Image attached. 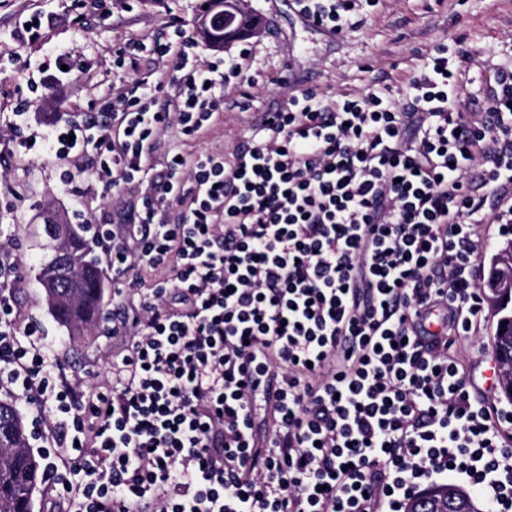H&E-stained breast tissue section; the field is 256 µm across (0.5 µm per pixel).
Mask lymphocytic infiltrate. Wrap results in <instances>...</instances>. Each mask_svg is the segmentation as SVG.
I'll return each instance as SVG.
<instances>
[{"mask_svg":"<svg viewBox=\"0 0 512 512\" xmlns=\"http://www.w3.org/2000/svg\"><path fill=\"white\" fill-rule=\"evenodd\" d=\"M358 4L295 0L336 36ZM250 53L204 57L171 16L113 46L111 100L43 135L62 158L92 147L103 193L143 188L96 240L129 345L92 394L11 319L22 271L0 244V387L54 403L82 474L48 477L69 512H405L447 476L512 512V412L472 392L454 349L487 304L475 217L512 225V70L467 111L471 55L440 43L404 100L298 89L231 154L182 155L173 139L207 131Z\"/></svg>","mask_w":512,"mask_h":512,"instance_id":"lymphocytic-infiltrate-1","label":"lymphocytic infiltrate"}]
</instances>
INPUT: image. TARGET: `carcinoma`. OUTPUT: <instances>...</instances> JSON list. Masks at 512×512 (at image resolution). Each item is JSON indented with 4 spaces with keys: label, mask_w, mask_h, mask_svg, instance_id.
<instances>
[{
    "label": "carcinoma",
    "mask_w": 512,
    "mask_h": 512,
    "mask_svg": "<svg viewBox=\"0 0 512 512\" xmlns=\"http://www.w3.org/2000/svg\"><path fill=\"white\" fill-rule=\"evenodd\" d=\"M88 229L87 224H72L70 234L60 239L45 226L50 253L39 273L53 272L61 284L73 285L45 295V300L55 320L73 334L83 332L101 310L103 284ZM507 327L508 333L495 334L494 354L511 362L512 319ZM0 427L5 428L0 449L6 451L0 459V512H28V501L43 483L42 457L31 448L24 418L8 400H0Z\"/></svg>",
    "instance_id": "1"
}]
</instances>
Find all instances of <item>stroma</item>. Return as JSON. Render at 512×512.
Wrapping results in <instances>:
<instances>
[{"instance_id": "stroma-1", "label": "stroma", "mask_w": 512, "mask_h": 512, "mask_svg": "<svg viewBox=\"0 0 512 512\" xmlns=\"http://www.w3.org/2000/svg\"><path fill=\"white\" fill-rule=\"evenodd\" d=\"M131 10L114 12L109 25L96 19L76 24L71 17H59L54 27L23 50L33 67L11 71L14 48L10 37L20 21L37 12L57 11V0H0V122L12 121V110L20 98L30 97L31 83L39 81L38 64L56 51H69L91 67L93 84L75 78L54 87L30 112L32 126L88 111L111 98L112 47L132 35H150L173 13L183 17L191 31H198L201 11L197 0H130ZM241 10L259 17L252 34L249 72L258 83L250 87L230 84L224 89L226 105L222 117L199 138L178 141L181 152L231 151L243 141L266 113L283 105L290 88H311L325 97L359 94L373 79L386 80L394 95H401L427 54L438 43L463 40L473 58L466 66L467 90L473 100L470 111L483 107L484 90L494 66L512 65L503 45L512 40V0H380L368 10L363 23L342 38H326L304 31L295 19L293 0H239ZM73 160H62L42 144L30 148L0 149V240L8 241L24 275L13 289L14 314L19 324L35 325L40 336L52 345L64 362L62 375L82 384L85 392L111 382L112 362L125 344L112 333L110 316L116 307L111 274H103L104 319L78 335H70L51 314L36 274L42 259L40 233L46 216L60 213L71 223L103 224L112 213L130 207L137 190L107 202L88 174L75 172L72 185H63L61 174L73 170ZM496 321L486 316L477 342L462 341L461 354L476 376L486 401L505 406L499 387L486 379L495 356L492 336Z\"/></svg>"}]
</instances>
